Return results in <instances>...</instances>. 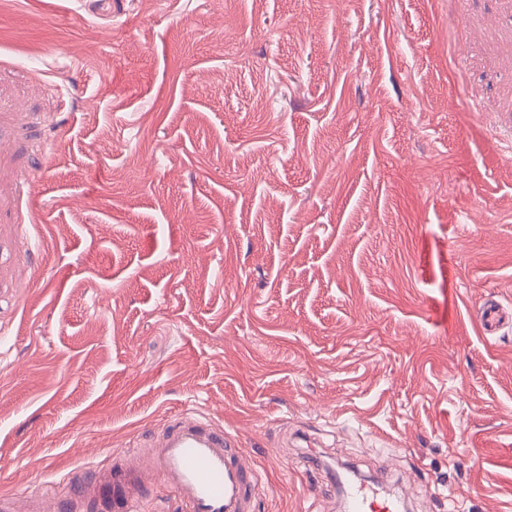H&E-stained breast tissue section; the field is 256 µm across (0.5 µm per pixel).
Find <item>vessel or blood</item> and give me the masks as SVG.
Returning a JSON list of instances; mask_svg holds the SVG:
<instances>
[{
  "label": "vessel or blood",
  "instance_id": "b4317fda",
  "mask_svg": "<svg viewBox=\"0 0 512 512\" xmlns=\"http://www.w3.org/2000/svg\"><path fill=\"white\" fill-rule=\"evenodd\" d=\"M156 477L183 512H253L259 475L236 435L202 413L170 417L150 444L126 449L121 463L79 485L30 495L23 506L0 497V512H143V488ZM343 512H406L402 497L364 482L341 486Z\"/></svg>",
  "mask_w": 512,
  "mask_h": 512
}]
</instances>
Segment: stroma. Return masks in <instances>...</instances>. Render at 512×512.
<instances>
[{"mask_svg": "<svg viewBox=\"0 0 512 512\" xmlns=\"http://www.w3.org/2000/svg\"><path fill=\"white\" fill-rule=\"evenodd\" d=\"M505 126L512 0H0V495L194 409L255 512H512ZM385 486L364 482H348L340 486L344 512H406L407 504L400 496L387 493Z\"/></svg>", "mask_w": 512, "mask_h": 512, "instance_id": "stroma-1", "label": "stroma"}]
</instances>
